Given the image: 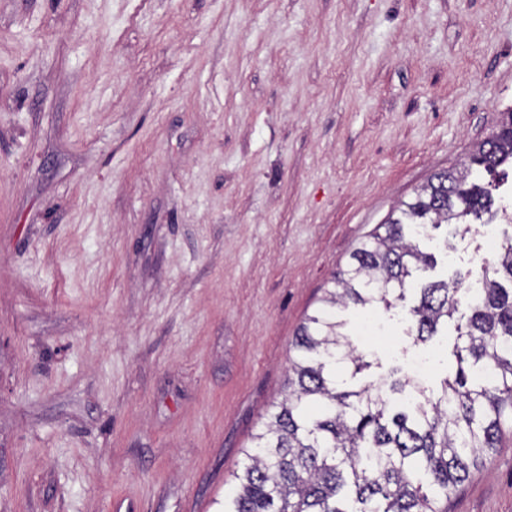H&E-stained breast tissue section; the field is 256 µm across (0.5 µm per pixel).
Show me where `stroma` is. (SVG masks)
I'll use <instances>...</instances> for the list:
<instances>
[{
    "instance_id": "obj_1",
    "label": "stroma",
    "mask_w": 512,
    "mask_h": 512,
    "mask_svg": "<svg viewBox=\"0 0 512 512\" xmlns=\"http://www.w3.org/2000/svg\"><path fill=\"white\" fill-rule=\"evenodd\" d=\"M510 107L512 0H0V512H220L334 272ZM448 512H512V432Z\"/></svg>"
}]
</instances>
